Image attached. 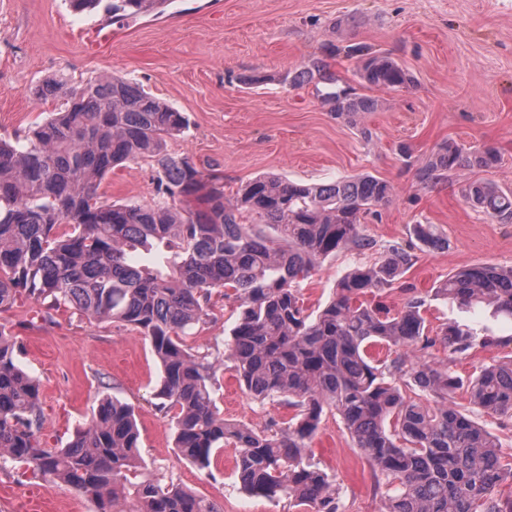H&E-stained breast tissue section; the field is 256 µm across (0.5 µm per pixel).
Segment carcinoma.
I'll list each match as a JSON object with an SVG mask.
<instances>
[{
    "label": "carcinoma",
    "mask_w": 512,
    "mask_h": 512,
    "mask_svg": "<svg viewBox=\"0 0 512 512\" xmlns=\"http://www.w3.org/2000/svg\"><path fill=\"white\" fill-rule=\"evenodd\" d=\"M113 23L158 13L168 0H71ZM361 79L394 90L412 76L387 54L359 47ZM319 64L289 77L293 86L322 76ZM60 108L11 142L0 140V309L20 291L53 306L130 326L150 340L161 376L160 412L171 416L179 459L201 469L233 445L241 488L269 500L286 498L303 512H341L336 485L308 455L325 410L341 417L376 476L393 487L385 512H512L496 489L512 478L498 438L452 404L466 388L484 412L512 418V357L482 367L468 381L428 350L463 353L494 339L456 323L426 325L427 297L403 281L412 255L391 247L369 266L340 278L333 297L308 312L301 283L337 251L373 243L359 227L393 197L394 187L369 174L324 184L257 177L224 196V178L169 139L187 129L184 115L121 75L70 84L48 77L36 88ZM377 100L347 96L336 118L355 127ZM144 161L155 194L146 203L107 201L106 175ZM497 148L439 146L416 171L425 188L452 172L497 167ZM467 200L503 224L512 223V191L491 181L468 183ZM268 224L271 238L257 230ZM67 230L59 231L60 226ZM432 249L443 240L431 224L413 226ZM163 248V266H135L139 249ZM240 308L227 358L253 398L293 409L288 420L256 428L220 416L212 396L216 366L185 337L211 321L212 290ZM399 290L393 312L366 296ZM434 297L463 308L485 304L512 319V267L476 264L448 274ZM386 349L379 357L376 348ZM430 396L429 407L407 395ZM40 382L14 358L0 329V455L25 463L52 482L97 504V512H222L213 500L178 484L137 479L139 429L134 409L101 401L86 429L63 448H43Z\"/></svg>",
    "instance_id": "carcinoma-1"
}]
</instances>
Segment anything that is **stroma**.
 Here are the masks:
<instances>
[{"instance_id":"35a3bbf8","label":"stroma","mask_w":512,"mask_h":512,"mask_svg":"<svg viewBox=\"0 0 512 512\" xmlns=\"http://www.w3.org/2000/svg\"><path fill=\"white\" fill-rule=\"evenodd\" d=\"M106 27L111 43L89 52L86 34ZM360 46L389 54L413 84L367 88L359 75ZM315 62L326 80L288 84V73ZM115 72L186 116L188 129L168 148L201 169L218 170L226 196L267 174L318 184L368 173L393 185L380 218L360 227L373 249L339 251L304 281L309 309L330 300L343 274L374 263L393 245L413 255L405 279L422 294L463 267L512 266V224L484 215L465 197L475 180L512 190V0H170L163 13L113 25L74 11L69 0H0L1 138L14 139L55 111L56 102L33 93L44 78L77 83ZM334 85L378 98L382 106L351 127L323 100ZM446 142L495 146L500 163L487 173L475 169L422 187L416 167ZM402 143L412 160L399 154ZM154 190L153 172L143 163L115 168L100 187L109 200L142 203ZM418 223L434 225L447 248L422 246L412 234ZM212 304L214 321L196 328L187 343L219 362L213 397L221 415L256 427L288 418V408L259 403L240 386L224 358L239 311L220 292ZM426 318L432 328L456 322L495 338V346L453 356L433 349L437 359L451 360L462 380L512 356V320L491 308L466 310L434 299ZM0 325L16 342L17 363L40 381L43 447L65 446L110 397L135 410L142 477L177 482L223 512H288L287 499L241 490L232 448L207 469L177 458L171 420L157 409L160 367L136 330L71 307L49 309L24 294L0 310ZM310 451L335 477L343 512H382L388 490L377 484L335 411L324 415ZM33 504L37 512H96L95 503L72 488L0 458V512H30Z\"/></svg>"}]
</instances>
